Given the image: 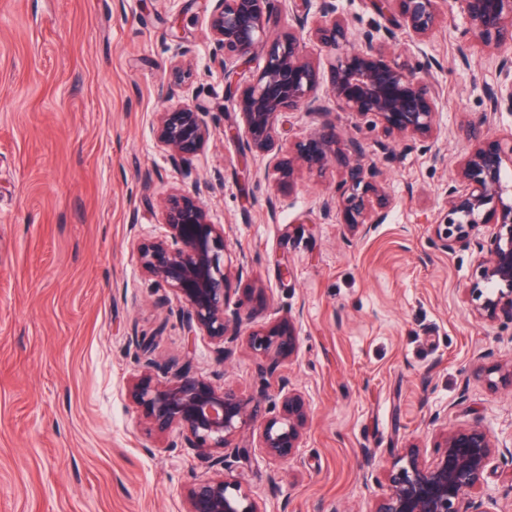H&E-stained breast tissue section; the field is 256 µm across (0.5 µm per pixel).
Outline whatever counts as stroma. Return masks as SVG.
<instances>
[{
  "mask_svg": "<svg viewBox=\"0 0 512 512\" xmlns=\"http://www.w3.org/2000/svg\"><path fill=\"white\" fill-rule=\"evenodd\" d=\"M330 2L352 47L393 25L371 0ZM438 6L430 38L392 46L441 89L431 139L389 138L345 112L278 118L284 153L328 124L363 143L391 210L359 238L320 210L344 188L343 163L286 185L225 138L245 120L208 37L212 0H0V512H187L188 487L218 474L179 429L158 436L129 394L138 334L154 336L158 363L190 358L193 375L247 398L268 364L242 345L221 357L202 334L186 347L179 301L142 272L136 246L164 238L176 191H199L211 221L230 225L229 252L250 260L232 301L254 284L265 293L255 327L295 320L277 373L309 409L299 455L255 451L233 472L261 512H371L405 448L439 457L435 412L512 444V388L497 374L512 322L474 317L473 258L435 233L469 149L460 120L480 119L504 77L464 45L458 0ZM176 60L190 69L177 101H205L213 128L180 168L154 132ZM472 496L512 512V460L494 458Z\"/></svg>",
  "mask_w": 512,
  "mask_h": 512,
  "instance_id": "1",
  "label": "stroma"
}]
</instances>
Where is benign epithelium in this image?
<instances>
[{"label": "benign epithelium", "instance_id": "obj_1", "mask_svg": "<svg viewBox=\"0 0 512 512\" xmlns=\"http://www.w3.org/2000/svg\"><path fill=\"white\" fill-rule=\"evenodd\" d=\"M271 0H215L209 34L224 57L235 59L234 70H224L226 86L238 95L246 122V149L267 156V165L284 183L305 165L323 169L344 160L346 193L322 201L325 216L339 211L343 221L361 237L383 223L390 202L377 181L380 172L368 162L363 143L342 139L336 127L326 126L299 146L296 155L283 158L273 151L278 117L303 108L309 112H350L370 117L385 135L425 139L434 133L440 90L430 75L416 78L412 68L392 60L388 50L397 33L363 35L361 49H351L347 20L324 8L308 25V13L296 15L273 42H268ZM467 20L462 37L499 55L502 72L512 71V0H460ZM379 12L397 13L399 29L414 42L429 38L438 28V0H376ZM314 39L331 53L326 72L305 51ZM325 95H320L321 80ZM488 111L482 123L465 119L460 131L470 149L458 161L448 181V210L436 234L443 250L475 253L474 276L467 301L474 315L489 322L512 320V137L490 138L485 124L503 102L512 103V84L487 91ZM201 105L178 103L157 113L156 135L169 162L181 166L202 149L211 135ZM168 237L138 248L143 272L172 290L181 303L180 319L187 336H209L222 352L244 343L270 359L262 373L261 393L267 400L280 397V409L259 428L256 447L268 457L290 461L297 456L309 414L303 396L286 390L288 381L274 377L279 360L296 350L293 320L269 329H254V307L229 308L231 277L248 265L239 254L226 253L227 229L211 222L208 213L188 193L173 194L163 211ZM490 224L487 240L477 237L479 226ZM165 380L145 374L134 381L130 394L158 432L181 428L186 444L203 453H220L223 474L192 485L187 512H261L257 502L231 479L240 460L250 453L239 443L254 424L258 403L222 384L191 375L189 362L164 370ZM443 456L432 464L419 451L407 449L405 464L387 474V489L371 512H489L470 492L486 467L499 455L512 457V448L500 446L479 426L439 433Z\"/></svg>", "mask_w": 512, "mask_h": 512}]
</instances>
